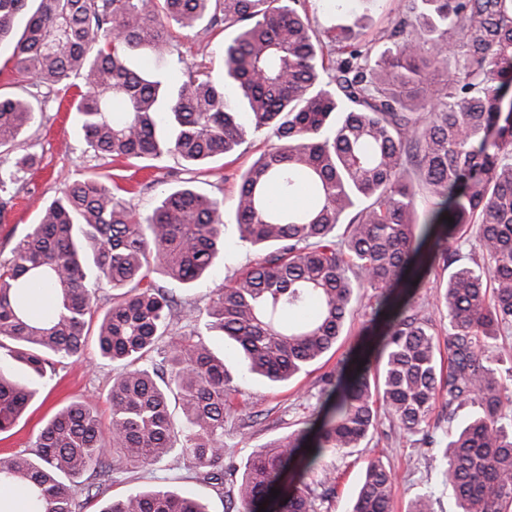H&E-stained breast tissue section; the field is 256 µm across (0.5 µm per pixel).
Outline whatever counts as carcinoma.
<instances>
[{
  "label": "carcinoma",
  "instance_id": "cac0c4a2",
  "mask_svg": "<svg viewBox=\"0 0 512 512\" xmlns=\"http://www.w3.org/2000/svg\"><path fill=\"white\" fill-rule=\"evenodd\" d=\"M36 8L23 31L16 18ZM309 0H0V47L22 93L0 94V148L31 127L42 102L81 80L74 108L88 147L113 162L189 166L232 155L244 140L238 115L277 143L240 175L239 239L263 255L216 288L205 327L232 346L248 372L273 386L308 372L336 347L361 288L378 291L365 330L379 341L328 376V404L309 426L224 463V419L236 411L225 355L173 332L185 301L155 275L191 289L224 250L220 204L185 181L143 216L130 190L86 174L67 182L0 268V361L39 378L83 354L97 321L100 357L119 367L103 425L91 402L59 409L33 449L0 457V484L26 488L29 512H73L81 478L114 483L175 456L216 485L236 480V512H259L288 473L303 477L328 453L359 448L379 424L377 403L403 436L417 433L437 401L448 430L440 455L458 512H512V391L490 341L512 333V0H408L379 40L329 48L312 27ZM222 26V68L170 73L136 66L143 48L170 51V28ZM35 164L14 159L9 180ZM423 173L432 209L423 217L403 180ZM451 217L450 223L445 217ZM472 243L469 261L449 240ZM440 264L448 278L436 305L448 318V364L430 321L395 294ZM116 290L98 314L88 280ZM50 295L44 318L29 289ZM38 394L0 366V434L11 432ZM469 406L462 423L454 420ZM112 455V464L102 466ZM395 478L367 460L351 512H392ZM298 487L266 512H318ZM99 512H209L172 485L112 499ZM407 512H433V494Z\"/></svg>",
  "mask_w": 512,
  "mask_h": 512
}]
</instances>
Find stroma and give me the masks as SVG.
<instances>
[{"label": "stroma", "mask_w": 512, "mask_h": 512, "mask_svg": "<svg viewBox=\"0 0 512 512\" xmlns=\"http://www.w3.org/2000/svg\"><path fill=\"white\" fill-rule=\"evenodd\" d=\"M401 7V0H348L346 10L339 12L328 0H311L309 15L320 35L333 34L338 26L354 23L362 40L374 41L391 26ZM223 43L224 31L219 27L206 35L176 28L172 31L171 50L185 65L192 66L204 59L219 61ZM70 102L67 94L51 96L44 103L37 123L20 136L12 150L0 152L2 167L10 166L18 154L30 153L37 160L36 166L26 174L22 190L15 194L6 218L0 221V263L11 258L15 243L36 223L42 205L59 195L65 180L88 172L122 176L124 185L134 191L132 204L144 215L152 212L162 190L186 177L193 178L196 187L220 203L224 211L226 256L207 280L186 292V299L196 307H204L207 294L221 286L241 265L258 259L257 249L238 237L232 205L239 173L272 143L267 130L248 131L235 154L216 159L200 171L186 172L183 162L174 156L157 162L155 167L142 169L94 157ZM374 295L370 288L361 291L335 357L311 367L309 373L288 384L272 386L243 368H233L237 411L224 420L227 456L243 463L259 448L303 428L314 418L327 397L324 376L338 373L339 358L359 342L375 305ZM113 374L111 363L100 358L96 343H88L81 358L59 365L55 375L41 381L38 396L31 401L19 424L10 436L0 438V455L31 448L46 420L70 402L91 401L96 404L100 418H107L105 396ZM447 427V412L439 405L422 424L420 433L406 437L393 428L387 414H380L378 428L362 447L349 454L325 458L324 470H330L335 478V492L326 503L327 512H350L366 460L371 456L382 458L395 474L394 512H406L408 501L423 492L433 493L435 512H456L452 492L442 484L441 467L431 461V450L422 441L423 434H438ZM174 478L181 479L186 489L203 495L212 512H225L233 498L232 479H225L223 486L217 488L199 484L187 461L172 458L128 474L126 479L103 490L98 489L93 476H84L82 492L94 496L95 501L83 512H95L98 502L137 488L165 484Z\"/></svg>", "instance_id": "stroma-1"}]
</instances>
